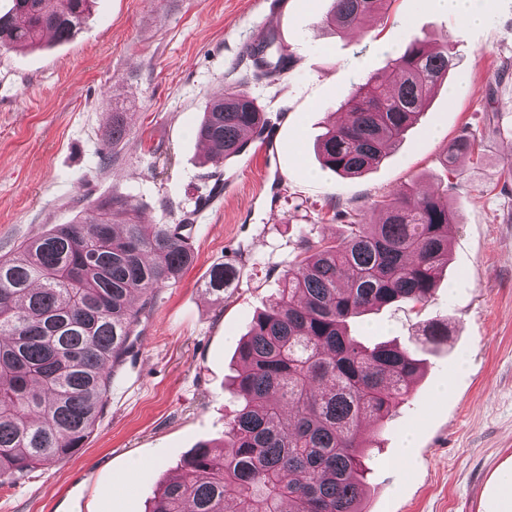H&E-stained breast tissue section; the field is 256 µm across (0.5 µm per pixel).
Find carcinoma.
<instances>
[{
	"mask_svg": "<svg viewBox=\"0 0 512 512\" xmlns=\"http://www.w3.org/2000/svg\"><path fill=\"white\" fill-rule=\"evenodd\" d=\"M89 0H12L0 13V49L34 48L47 34L73 37ZM389 0H332L323 27L342 32L382 15ZM276 38L256 49L255 78L284 69ZM453 54L411 35L389 72L360 84L348 101L352 120L327 129L323 167L356 177L400 141ZM268 124L248 92L209 101L196 130L209 160L242 154V135ZM125 113L112 112L109 138L127 135ZM474 144L454 140L444 167ZM381 220L349 215L334 245L308 246L284 273L279 302L260 313L238 348L241 402L224 429V452L198 443L182 473L160 485L148 512H365V420L381 421L409 395L422 362L389 342L369 347L349 321L374 308L424 304L448 266L455 223L448 194L399 193L377 201ZM191 224H143L136 207L113 196L85 209L0 259V484L72 455L101 417L112 370L155 291L195 261ZM229 265L210 270L206 291L224 298ZM141 298L140 306L134 299Z\"/></svg>",
	"mask_w": 512,
	"mask_h": 512,
	"instance_id": "1",
	"label": "carcinoma"
}]
</instances>
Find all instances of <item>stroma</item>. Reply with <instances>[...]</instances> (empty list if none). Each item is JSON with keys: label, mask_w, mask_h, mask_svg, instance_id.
<instances>
[{"label": "stroma", "mask_w": 512, "mask_h": 512, "mask_svg": "<svg viewBox=\"0 0 512 512\" xmlns=\"http://www.w3.org/2000/svg\"><path fill=\"white\" fill-rule=\"evenodd\" d=\"M331 0H279L271 30L289 69L254 79L244 52L261 35L263 0H92L70 40L0 50V258L118 194L146 224H191L196 259L159 288L140 337L112 380L93 432L72 456L0 486V512H146L197 443H221L239 398L237 345L274 304L306 244L345 234V213L441 190L457 218L449 263L425 305L352 319L367 345L395 341L425 372L384 428L368 512H512L498 476L512 469V0H471L464 23L435 0H392L368 28L331 33ZM444 42L456 66L401 142L362 176L323 168L316 143L353 88L382 74L409 35ZM242 89L271 121L278 155L257 148L203 163L194 131L209 99ZM130 132L111 149L113 105ZM468 136L478 155L440 160ZM236 277L206 291L214 265ZM447 327L438 343L431 325Z\"/></svg>", "instance_id": "obj_1"}]
</instances>
